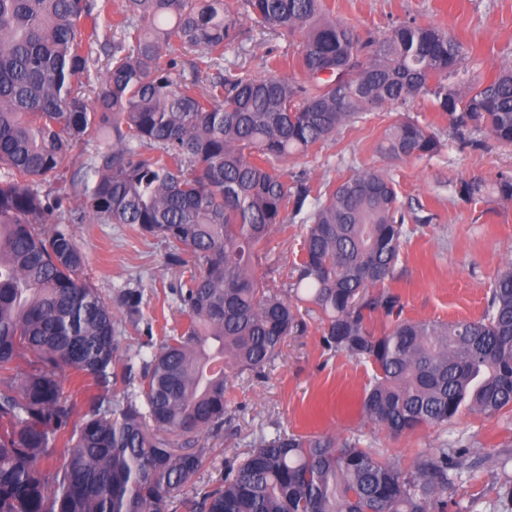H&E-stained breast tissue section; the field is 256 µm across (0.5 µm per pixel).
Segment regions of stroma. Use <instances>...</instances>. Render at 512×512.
I'll use <instances>...</instances> for the list:
<instances>
[{
  "instance_id": "1",
  "label": "stroma",
  "mask_w": 512,
  "mask_h": 512,
  "mask_svg": "<svg viewBox=\"0 0 512 512\" xmlns=\"http://www.w3.org/2000/svg\"><path fill=\"white\" fill-rule=\"evenodd\" d=\"M331 17L358 35L384 34L395 22L417 18L449 29L467 47L470 64L490 77L512 65V0H325ZM280 56L282 75H297L295 44L269 34L253 33L242 46L229 49L224 66L259 77L270 56ZM409 115L429 125L440 150L421 159L389 160L377 150L398 112H367L344 126L335 140L307 155L288 158L289 177L312 183L334 182L358 169H379L395 182L405 213L404 244L390 290L399 295L403 314L411 320L479 319L491 279L512 263V200L489 197L468 202L458 193L463 181L493 182L512 175V146L487 132L458 135L430 102L418 101ZM72 233L86 256L82 277L114 302L117 292L142 293L138 329L120 338L121 351L158 348L166 336L180 332L188 318L174 293L178 268L170 265L173 246L141 235L126 224H75ZM305 228L301 217H289L265 242L258 273L270 290L287 296L294 262L300 256ZM302 333L286 338L277 356L263 370H232L226 395L228 409L221 429L202 433L197 445L204 465L185 487L221 485L229 466L238 464L258 436L287 430L297 434L335 435L358 441L381 459L410 467L422 453L458 441L469 448L472 472L465 483L448 490L447 512H502L499 498V455H512V408L492 418L460 415L448 428L424 426L402 435L362 418L359 403L375 374L370 362L325 348L321 321L304 313Z\"/></svg>"
}]
</instances>
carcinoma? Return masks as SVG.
<instances>
[{
  "mask_svg": "<svg viewBox=\"0 0 512 512\" xmlns=\"http://www.w3.org/2000/svg\"><path fill=\"white\" fill-rule=\"evenodd\" d=\"M112 0H0V512H163L203 466L163 435L191 439L224 424L227 369L257 370L305 322L293 301L321 315L327 349L372 363L360 412L394 435L448 426L463 411L512 407V265L490 285L476 321L410 320L385 287L399 259L403 221L392 179L358 171L318 191L292 270L293 299L256 273L273 229L300 214L313 189L279 162L336 138L360 112L424 99L455 130L483 129L512 145V67L489 79L447 29L399 21L362 39L324 0H121L103 77L89 89L85 43ZM254 30L297 43L304 80L252 77L221 67ZM198 51L200 89L164 50ZM436 133L410 119L378 151L432 155ZM75 147L83 165L61 190ZM512 199V176L462 182L474 201ZM130 224L175 244L170 264L199 271L176 295L180 333L145 355L119 353L112 306L80 277L86 256L69 225ZM117 307L140 315L141 291ZM379 313L387 330L375 333ZM75 375L85 412L65 395ZM137 390L112 406L119 384ZM64 449L60 469L42 463ZM451 441L409 469L327 434L264 435L224 484L181 500L187 512H439L448 485L473 464Z\"/></svg>",
  "mask_w": 512,
  "mask_h": 512,
  "instance_id": "obj_1",
  "label": "carcinoma"
}]
</instances>
